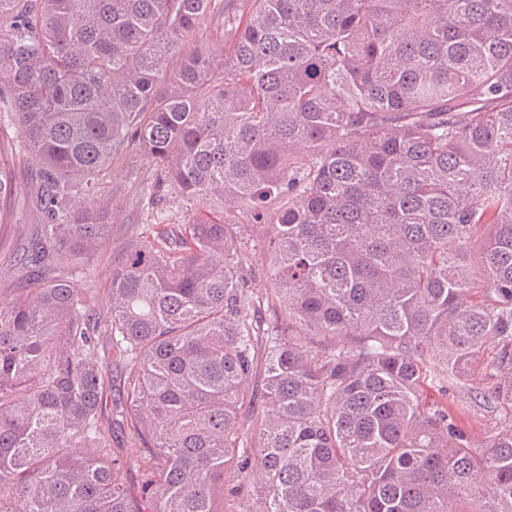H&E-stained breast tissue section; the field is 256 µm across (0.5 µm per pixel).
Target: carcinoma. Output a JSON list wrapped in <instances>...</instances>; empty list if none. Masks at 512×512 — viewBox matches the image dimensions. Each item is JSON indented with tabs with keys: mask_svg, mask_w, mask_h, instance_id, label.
<instances>
[{
	"mask_svg": "<svg viewBox=\"0 0 512 512\" xmlns=\"http://www.w3.org/2000/svg\"><path fill=\"white\" fill-rule=\"evenodd\" d=\"M7 152L0 512H512V0H0V234ZM151 182V167L142 158L134 163L133 170L126 166H112V200L114 211L119 214L117 224H112L110 236L104 251L95 259L97 273L96 307L105 306V283L112 269V260L117 259L126 249L130 239L143 224L144 216L140 199L145 196ZM27 228V224H12L7 234L0 235V292L4 297H10L12 288H18L11 260L18 240L27 233ZM457 424L470 438L472 448H484L488 440L500 432L491 416L471 409L460 411Z\"/></svg>",
	"mask_w": 512,
	"mask_h": 512,
	"instance_id": "obj_1",
	"label": "carcinoma"
}]
</instances>
